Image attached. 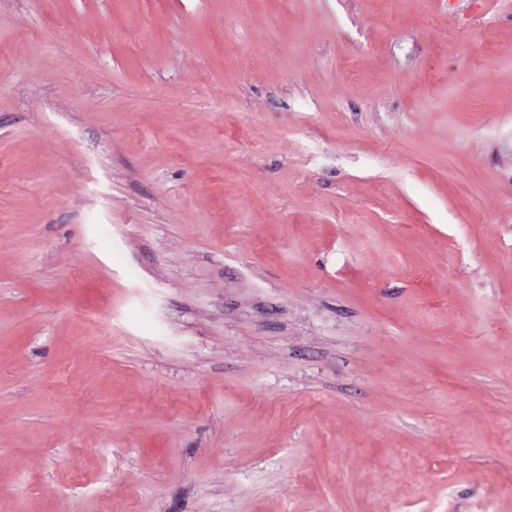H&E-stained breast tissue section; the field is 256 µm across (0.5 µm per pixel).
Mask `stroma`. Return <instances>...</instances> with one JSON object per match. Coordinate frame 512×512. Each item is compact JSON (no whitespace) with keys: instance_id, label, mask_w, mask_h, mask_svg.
I'll return each instance as SVG.
<instances>
[{"instance_id":"stroma-1","label":"stroma","mask_w":512,"mask_h":512,"mask_svg":"<svg viewBox=\"0 0 512 512\" xmlns=\"http://www.w3.org/2000/svg\"><path fill=\"white\" fill-rule=\"evenodd\" d=\"M0 512H512V0H0Z\"/></svg>"}]
</instances>
